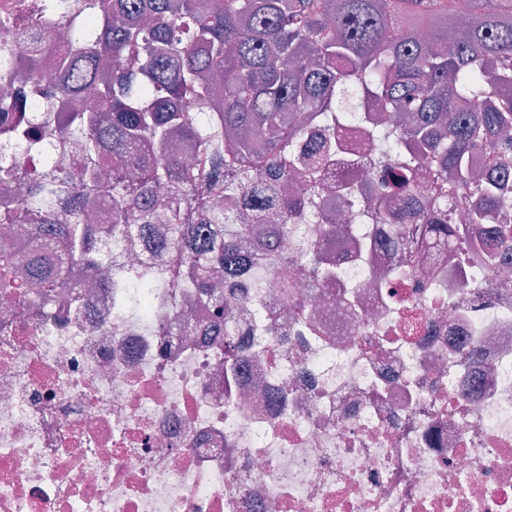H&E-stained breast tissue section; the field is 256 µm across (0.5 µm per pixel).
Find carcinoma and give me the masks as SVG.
Returning a JSON list of instances; mask_svg holds the SVG:
<instances>
[{"label":"carcinoma","instance_id":"carcinoma-1","mask_svg":"<svg viewBox=\"0 0 512 512\" xmlns=\"http://www.w3.org/2000/svg\"><path fill=\"white\" fill-rule=\"evenodd\" d=\"M40 11L80 44L84 85L66 81L68 52L56 77L40 76L41 41L30 32L26 66L37 77L21 97L3 89L0 115L23 97L47 105L38 123L0 132L71 142L83 169L73 180L45 158L23 201L0 202V225L29 223L26 275L46 293L59 276L49 245L87 258L100 227L82 200L102 196L112 238L177 251L196 301L224 324L231 369L238 344L225 307L253 294L247 239L286 267L301 248L290 225H317L305 273L324 282L336 271L319 264L320 253L357 238L352 227L320 223L326 173L355 120L386 161L378 193L409 195L406 210L383 216L397 243L441 248L491 234V266L512 244V224L490 228L512 205V0H82L79 11L71 0H41ZM394 23L403 33L387 40ZM476 98L483 107L471 112ZM371 103L397 112L396 128L372 121ZM143 140L162 153L134 152ZM183 142L199 162H181ZM479 152L490 155L484 168L472 164ZM424 164L434 176L425 205L410 196ZM160 185L169 210L153 194ZM248 194L275 210L276 223L224 222V207ZM458 197L471 199L467 223L450 225ZM341 202L359 209L368 200L348 181ZM201 215L224 225V236L203 233ZM159 220L170 225L166 237L155 235ZM120 287L133 289L125 305L141 309L139 279L128 273Z\"/></svg>","mask_w":512,"mask_h":512}]
</instances>
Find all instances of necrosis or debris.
<instances>
[{
  "instance_id": "1",
  "label": "necrosis or debris",
  "mask_w": 512,
  "mask_h": 512,
  "mask_svg": "<svg viewBox=\"0 0 512 512\" xmlns=\"http://www.w3.org/2000/svg\"><path fill=\"white\" fill-rule=\"evenodd\" d=\"M49 20L0 0V70L18 74ZM369 248L338 242L340 279L280 298L279 266L253 265L261 300L242 333L274 335L224 378V342L196 335L174 253L98 237L57 288L0 289V512H512V254L414 250L398 280L385 225ZM142 266L149 310L132 316L112 271ZM418 321L409 341L407 321Z\"/></svg>"
}]
</instances>
